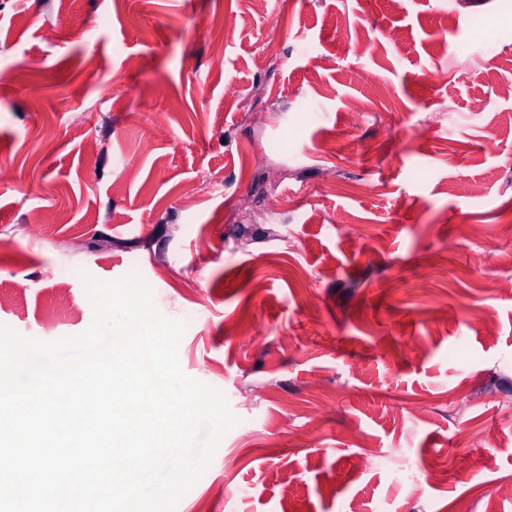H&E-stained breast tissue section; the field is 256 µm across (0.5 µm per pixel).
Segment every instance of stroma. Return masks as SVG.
Returning <instances> with one entry per match:
<instances>
[{
  "mask_svg": "<svg viewBox=\"0 0 512 512\" xmlns=\"http://www.w3.org/2000/svg\"><path fill=\"white\" fill-rule=\"evenodd\" d=\"M510 75L512 0H0V325L81 334L86 278L128 276L184 323L183 372L238 422L175 512H512V294L490 288L512 279ZM241 198L286 209L296 248L243 225ZM482 426L493 449L464 441ZM405 456L437 483L395 486Z\"/></svg>",
  "mask_w": 512,
  "mask_h": 512,
  "instance_id": "1",
  "label": "stroma"
}]
</instances>
